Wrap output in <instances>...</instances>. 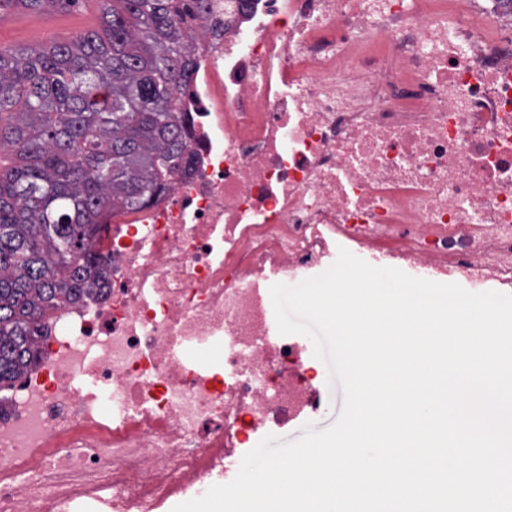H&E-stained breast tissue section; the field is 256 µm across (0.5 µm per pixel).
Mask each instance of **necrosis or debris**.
Here are the masks:
<instances>
[{"mask_svg": "<svg viewBox=\"0 0 512 512\" xmlns=\"http://www.w3.org/2000/svg\"><path fill=\"white\" fill-rule=\"evenodd\" d=\"M181 169L0 386V512H161L320 396L260 289L336 241L512 284V0H224ZM220 347L222 372L192 361Z\"/></svg>", "mask_w": 512, "mask_h": 512, "instance_id": "1", "label": "necrosis or debris"}]
</instances>
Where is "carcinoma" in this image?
<instances>
[{"instance_id": "cac0c4a2", "label": "carcinoma", "mask_w": 512, "mask_h": 512, "mask_svg": "<svg viewBox=\"0 0 512 512\" xmlns=\"http://www.w3.org/2000/svg\"><path fill=\"white\" fill-rule=\"evenodd\" d=\"M222 0H102L100 28L0 48V384L35 358L49 309L106 279L102 217L149 202L182 161L195 42ZM47 10L79 0H0Z\"/></svg>"}]
</instances>
